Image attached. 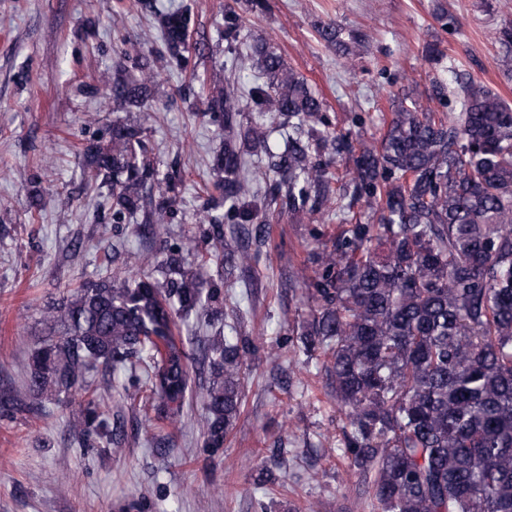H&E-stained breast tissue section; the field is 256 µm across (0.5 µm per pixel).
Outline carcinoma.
<instances>
[{
	"instance_id": "obj_1",
	"label": "carcinoma",
	"mask_w": 512,
	"mask_h": 512,
	"mask_svg": "<svg viewBox=\"0 0 512 512\" xmlns=\"http://www.w3.org/2000/svg\"><path fill=\"white\" fill-rule=\"evenodd\" d=\"M236 4L224 11L233 48L223 76L183 93L219 126L211 170L220 197L196 221L224 245V264L244 272L257 257L252 247L264 243L259 213L343 221L293 272L310 307L299 342L306 354L326 355L327 384L345 418L343 456L364 475L378 512H512V107L486 86L435 78L424 102L396 97L380 144L354 140L336 131L274 45L242 37L246 14L267 9L266 0ZM135 5L160 46L122 38V60L90 93L137 116L113 124L107 146L87 141L80 164L86 187L112 183V222L139 215L134 233L146 239L176 203L168 180L148 190L150 166L138 161L161 111L158 76L187 68L209 47L190 43V5ZM435 20L448 34L459 28L443 9ZM99 24L89 17L74 35L90 42ZM318 35L344 56L359 51V38H343L335 23ZM495 39L512 69V23ZM244 112L253 113L247 123ZM275 124L288 126L285 139H271ZM247 156L267 159L262 189L245 173ZM357 204L361 216L345 223ZM146 264L134 276L84 281L48 306L45 319L62 334L34 345L23 387L64 403L91 391L93 371L143 364L172 428L186 405H200L204 446L215 453L240 414L252 341L226 336L203 349L212 382L192 390L178 319L219 313L224 292L191 243ZM104 426L92 400L68 420L84 443Z\"/></svg>"
}]
</instances>
